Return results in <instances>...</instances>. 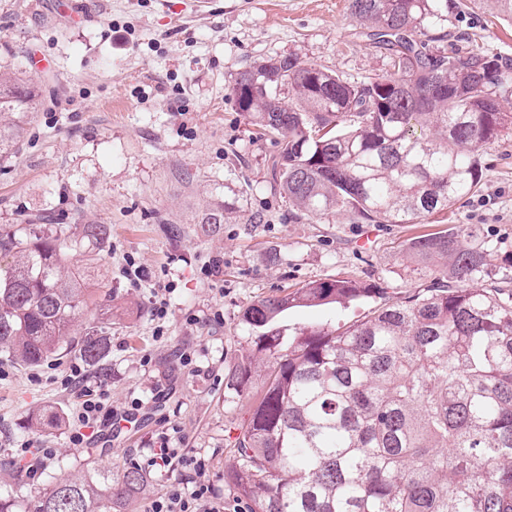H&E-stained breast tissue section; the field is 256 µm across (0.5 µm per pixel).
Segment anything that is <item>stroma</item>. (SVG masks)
Wrapping results in <instances>:
<instances>
[{
  "instance_id": "35a3bbf8",
  "label": "stroma",
  "mask_w": 512,
  "mask_h": 512,
  "mask_svg": "<svg viewBox=\"0 0 512 512\" xmlns=\"http://www.w3.org/2000/svg\"><path fill=\"white\" fill-rule=\"evenodd\" d=\"M350 0H0V63L37 86L40 104L19 151L0 164V224L50 214L56 224H108L99 262V302L112 306L108 354L86 366L105 382L112 405L141 403L135 429L107 445L78 448L63 427L40 428L44 408L68 414L78 391L62 382L78 355L30 369L0 362V487L26 489L77 471L84 460L118 468L150 453L168 431L184 458L204 460L226 512L240 503L225 482L249 395L266 380L255 366L246 391L228 383L252 354L241 321L253 301L309 282L351 278L384 287L383 297L347 305L293 307L289 332L334 330L364 320L387 302L429 285L401 254L412 236L479 225L497 242L499 271L512 253V134L479 153L483 180L470 198L425 224H357L346 216H300L272 185L280 146L237 109L238 74L292 55L361 82L390 72V56L369 45ZM463 48L512 60V23L470 0H448L437 25ZM223 209L224 221L206 223ZM133 259L146 280L122 268ZM219 259L222 273L209 276ZM168 285V313H152L150 286ZM190 352L192 366L180 355ZM29 441L57 448L39 480L26 477L15 450ZM182 462L147 476L150 496L174 483L193 488Z\"/></svg>"
}]
</instances>
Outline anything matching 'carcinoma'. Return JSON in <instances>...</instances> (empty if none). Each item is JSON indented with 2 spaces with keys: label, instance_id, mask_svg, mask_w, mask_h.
<instances>
[{
  "label": "carcinoma",
  "instance_id": "carcinoma-1",
  "mask_svg": "<svg viewBox=\"0 0 512 512\" xmlns=\"http://www.w3.org/2000/svg\"><path fill=\"white\" fill-rule=\"evenodd\" d=\"M393 72L349 83L289 55L241 72L233 91L252 125L279 136L274 187L302 215L418 224L477 192L484 146L512 129V63L476 49L430 50L425 26L448 0H351ZM37 108L22 73L0 66V161ZM108 224L0 225V356L37 367L108 348L92 265ZM495 246L471 228L414 236L403 255L431 284L343 330L275 327L294 306L384 293L327 279L252 302L242 322L268 369L224 481L250 512H512V275L488 272ZM82 257L73 265L69 258ZM483 288H469L476 277ZM143 472L88 462L25 496L24 512H127Z\"/></svg>",
  "mask_w": 512,
  "mask_h": 512
}]
</instances>
